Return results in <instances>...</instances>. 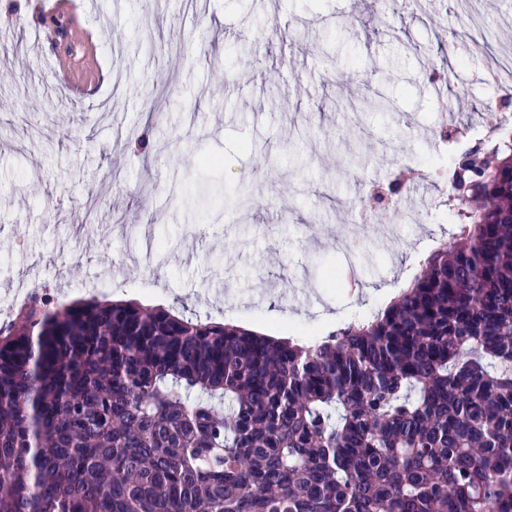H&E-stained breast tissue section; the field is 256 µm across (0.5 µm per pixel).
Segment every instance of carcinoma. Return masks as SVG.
<instances>
[{
    "mask_svg": "<svg viewBox=\"0 0 512 512\" xmlns=\"http://www.w3.org/2000/svg\"><path fill=\"white\" fill-rule=\"evenodd\" d=\"M399 299L315 341L36 298L0 327V512H512V133Z\"/></svg>",
    "mask_w": 512,
    "mask_h": 512,
    "instance_id": "cac0c4a2",
    "label": "carcinoma"
}]
</instances>
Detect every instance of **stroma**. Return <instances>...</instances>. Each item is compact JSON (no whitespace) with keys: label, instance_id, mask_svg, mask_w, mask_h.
Here are the masks:
<instances>
[{"label":"stroma","instance_id":"obj_1","mask_svg":"<svg viewBox=\"0 0 512 512\" xmlns=\"http://www.w3.org/2000/svg\"><path fill=\"white\" fill-rule=\"evenodd\" d=\"M0 0V308L35 283L67 301L162 304L288 337L369 317L452 245L430 177L475 146L512 85V0H73L92 74L55 62L68 22ZM466 101L448 149L436 95ZM148 134L141 154L124 141ZM401 178L392 238L333 240Z\"/></svg>","mask_w":512,"mask_h":512}]
</instances>
